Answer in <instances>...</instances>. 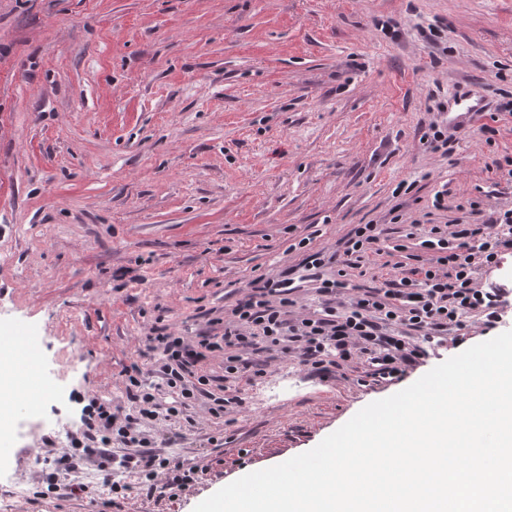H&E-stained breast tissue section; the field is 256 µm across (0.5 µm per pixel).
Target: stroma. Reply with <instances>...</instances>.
Listing matches in <instances>:
<instances>
[{
    "label": "stroma",
    "instance_id": "35a3bbf8",
    "mask_svg": "<svg viewBox=\"0 0 512 512\" xmlns=\"http://www.w3.org/2000/svg\"><path fill=\"white\" fill-rule=\"evenodd\" d=\"M463 96L512 98V0H0V328L37 337L44 358L26 376L41 411L12 420L64 445L90 399L124 403L156 318L197 336L257 276L294 268L313 310L301 238L330 254L356 225L394 220L353 279L370 287L427 258L413 224L512 206V115L454 131ZM432 127L448 155L423 144ZM456 353L367 386L358 367L324 381L270 360L237 380L242 409L215 416L202 398L153 422L164 456L209 466L175 496L113 500L94 467L75 476L85 491L48 492L31 440L10 433L0 512H193Z\"/></svg>",
    "mask_w": 512,
    "mask_h": 512
}]
</instances>
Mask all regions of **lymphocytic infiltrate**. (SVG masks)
I'll return each mask as SVG.
<instances>
[{
	"mask_svg": "<svg viewBox=\"0 0 512 512\" xmlns=\"http://www.w3.org/2000/svg\"><path fill=\"white\" fill-rule=\"evenodd\" d=\"M383 233L380 225H357L341 240L343 258L332 261L323 251L306 253L302 266L310 269L318 306L313 312H295L296 288L291 269L254 279L247 294L224 312L222 332L207 329L198 340L174 335L155 322L147 338L156 352L160 385L143 383L139 364L125 371L127 406H94L84 429L72 436L69 447H56L51 438L41 448L51 456L53 486H70V476L86 465L105 471L118 467L143 475L146 481L185 491L204 475L206 468L160 456L150 422L159 415L176 417L190 402L204 397L214 415L241 405L233 382L246 373L261 375L254 360L260 353L293 354L311 374L329 380L356 360H365L368 377L383 383L399 379L447 343L451 331L473 318L483 331H491L507 315L506 291L483 287L477 275L499 266L512 250V209L499 211L479 223L439 224L423 228L422 245L431 251L427 264L361 288L352 285L350 270L374 250ZM333 274H324L327 265ZM224 355V384L216 386L204 362L209 354ZM175 396L169 406L160 402L161 390ZM120 440L125 452L115 455L110 445Z\"/></svg>",
	"mask_w": 512,
	"mask_h": 512,
	"instance_id": "lymphocytic-infiltrate-1",
	"label": "lymphocytic infiltrate"
}]
</instances>
